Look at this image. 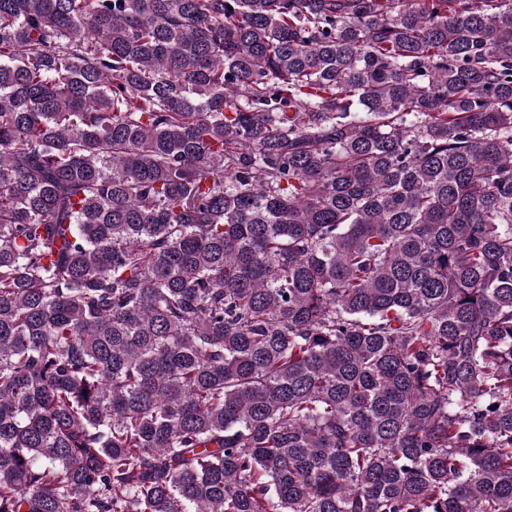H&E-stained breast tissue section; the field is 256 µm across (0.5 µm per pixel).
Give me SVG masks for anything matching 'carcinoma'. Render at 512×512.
Wrapping results in <instances>:
<instances>
[{"mask_svg":"<svg viewBox=\"0 0 512 512\" xmlns=\"http://www.w3.org/2000/svg\"><path fill=\"white\" fill-rule=\"evenodd\" d=\"M0 512H512V0H0Z\"/></svg>","mask_w":512,"mask_h":512,"instance_id":"cac0c4a2","label":"carcinoma"}]
</instances>
